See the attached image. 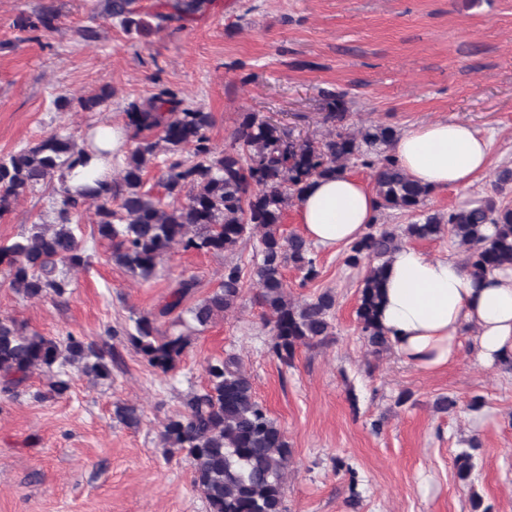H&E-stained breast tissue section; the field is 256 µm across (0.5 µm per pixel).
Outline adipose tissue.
<instances>
[{"instance_id":"1","label":"adipose tissue","mask_w":512,"mask_h":512,"mask_svg":"<svg viewBox=\"0 0 512 512\" xmlns=\"http://www.w3.org/2000/svg\"><path fill=\"white\" fill-rule=\"evenodd\" d=\"M398 164L430 190L465 188L489 169L488 140L470 124L442 120L412 127L392 147ZM377 198L349 174L311 180L299 202L306 239L336 249L363 237ZM379 321L405 362L435 371L454 361L465 327L482 362L512 358V269L471 276L453 259L403 246L388 260Z\"/></svg>"}]
</instances>
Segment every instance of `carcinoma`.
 Listing matches in <instances>:
<instances>
[{"label":"carcinoma","mask_w":512,"mask_h":512,"mask_svg":"<svg viewBox=\"0 0 512 512\" xmlns=\"http://www.w3.org/2000/svg\"><path fill=\"white\" fill-rule=\"evenodd\" d=\"M169 7L174 13L157 11L153 17L163 22L192 16L206 9L207 0H174ZM109 14L128 32L150 28L141 0H111ZM345 97L344 92L324 93L323 121L331 130L320 140H294L278 125L246 112L231 134L230 146L220 152L206 135L212 113L184 105L167 89L144 102H130L126 126L133 130L136 146L110 188L101 189L95 171L82 172L81 189H58L56 223L34 224L18 239L0 244V266L7 269L9 288L30 299L62 298L70 292L69 272L89 265L80 224L74 222L89 203L95 204L97 232L109 242L112 262L143 280L151 278L174 249L218 255L253 239L261 257L253 278L258 303L272 325V352L291 366L299 346L321 343L333 334L336 298L329 290L303 301L290 297L285 267L301 274L303 286L316 280L320 269L304 236H284V211L289 202L301 199L310 179L337 175L359 163L373 170L378 207L418 217L410 224L374 227L346 250L349 266L376 261L363 281L356 317L370 352L387 350L391 342L377 316L389 257L411 240L448 234L464 248L469 274L479 277L511 269L512 205L491 196L448 211L425 210L431 190L398 165L391 151L396 131L381 124L351 129ZM187 147L194 156L191 163L182 158ZM160 150L168 154L162 175L167 195L184 197L169 208L143 189L146 169ZM89 159L87 148L66 133L0 156V217L21 196L54 179L64 182L67 172ZM243 285L241 266L226 263L219 288L185 307L196 281L184 277L158 312L135 320L129 340L153 369L167 373L190 344L183 328L193 324L204 329L224 319L237 307ZM165 317L169 321L163 330L159 320ZM111 363L109 353L71 333L56 341L0 318V392L5 395L15 394L40 371L49 374L51 391L62 396L70 390V380L59 368L74 365L87 377L108 380ZM205 372L206 386L163 424L164 445L191 459L193 484L209 512H286L284 485L291 450L284 432L256 397L251 376L238 358L210 360ZM115 416L128 427L141 421L138 408L129 404L117 405ZM477 448L473 440L470 450L455 457L456 476L462 482L475 468L472 451Z\"/></svg>","instance_id":"1"}]
</instances>
